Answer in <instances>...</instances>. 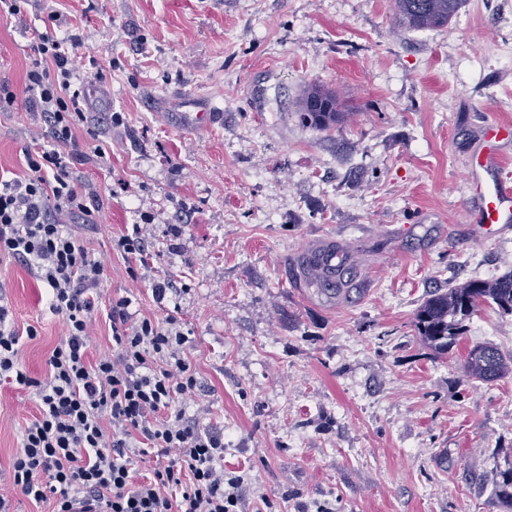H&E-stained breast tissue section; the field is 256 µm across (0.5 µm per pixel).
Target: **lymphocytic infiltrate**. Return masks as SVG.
I'll use <instances>...</instances> for the list:
<instances>
[{
    "label": "lymphocytic infiltrate",
    "instance_id": "1",
    "mask_svg": "<svg viewBox=\"0 0 512 512\" xmlns=\"http://www.w3.org/2000/svg\"><path fill=\"white\" fill-rule=\"evenodd\" d=\"M77 37L39 33L24 90L40 128L24 151L26 172L0 178V263L22 264L47 291L49 311L62 319L64 339L43 375L23 365V339L0 304V386L33 393L37 414L0 484V512L23 493L48 512L100 504L104 512H243L242 475L224 468L223 430L189 419L180 404L197 390L181 318L132 310L127 296L103 302L105 263L76 225L96 223L103 202L82 183L78 167L110 146L93 140L82 151L76 131L87 120L86 88L73 80ZM105 312L112 350L90 358L92 323ZM155 457L150 475L137 463Z\"/></svg>",
    "mask_w": 512,
    "mask_h": 512
}]
</instances>
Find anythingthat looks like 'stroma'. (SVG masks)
Segmentation results:
<instances>
[{"instance_id": "1", "label": "stroma", "mask_w": 512, "mask_h": 512, "mask_svg": "<svg viewBox=\"0 0 512 512\" xmlns=\"http://www.w3.org/2000/svg\"><path fill=\"white\" fill-rule=\"evenodd\" d=\"M392 0H29L0 18V175L24 171L39 126L23 94L32 45L55 11L77 35V73L96 66L88 129L111 143L81 165L103 208L86 231L105 259V298L177 310L200 387L187 417L224 432V467L249 512H512L494 493L512 448V374L467 381L466 348L512 355V314L481 307L460 344L435 355L413 325L436 291L511 269L512 230L486 241L468 219L466 175L486 114L512 124V0H467L447 26L396 29ZM350 116L320 131L296 109L310 84ZM222 113L212 129L187 113ZM122 113L121 126L101 124ZM144 224L150 266L131 280L112 239ZM351 255L340 294L301 284L299 250ZM179 291L156 302L151 282ZM15 322L35 325L23 364L46 370L64 337L46 290L0 267ZM32 394L0 391V478Z\"/></svg>"}]
</instances>
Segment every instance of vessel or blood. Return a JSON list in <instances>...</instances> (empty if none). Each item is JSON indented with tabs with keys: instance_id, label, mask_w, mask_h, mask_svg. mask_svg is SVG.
Returning a JSON list of instances; mask_svg holds the SVG:
<instances>
[{
	"instance_id": "1",
	"label": "vessel or blood",
	"mask_w": 512,
	"mask_h": 512,
	"mask_svg": "<svg viewBox=\"0 0 512 512\" xmlns=\"http://www.w3.org/2000/svg\"><path fill=\"white\" fill-rule=\"evenodd\" d=\"M485 145L475 152L476 175L470 178V198L473 209L472 222L478 224L481 234L487 238L499 236L506 225L512 223V188L504 185L497 174L502 159L499 150L489 148V141L512 140V124L495 119L489 120L484 129ZM303 257L315 259L324 273L325 284H332L336 277L339 258L331 246L310 247Z\"/></svg>"
}]
</instances>
